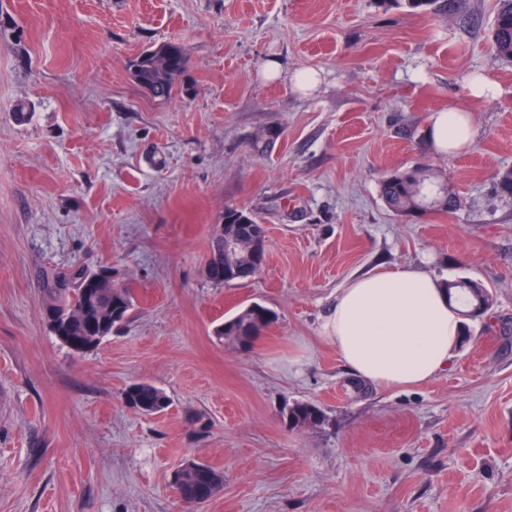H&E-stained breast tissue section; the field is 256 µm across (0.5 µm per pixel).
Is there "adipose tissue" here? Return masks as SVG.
Instances as JSON below:
<instances>
[{
  "instance_id": "ef3b65f1",
  "label": "adipose tissue",
  "mask_w": 512,
  "mask_h": 512,
  "mask_svg": "<svg viewBox=\"0 0 512 512\" xmlns=\"http://www.w3.org/2000/svg\"><path fill=\"white\" fill-rule=\"evenodd\" d=\"M424 134L437 150L457 155L474 142L472 115L463 105L432 113ZM322 333L356 376L412 387L447 368L462 339L463 317L434 276L400 268L340 288Z\"/></svg>"
}]
</instances>
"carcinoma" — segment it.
<instances>
[{
	"label": "carcinoma",
	"instance_id": "cac0c4a2",
	"mask_svg": "<svg viewBox=\"0 0 512 512\" xmlns=\"http://www.w3.org/2000/svg\"><path fill=\"white\" fill-rule=\"evenodd\" d=\"M407 6L419 13H436L448 6V0H406ZM494 56L512 61V0H498V8L491 27ZM183 56L180 46L167 42L143 52L132 61L130 74L154 97L165 100L170 97L176 78L184 66L171 62V57ZM444 175L424 166L397 169L381 180V195L386 205L398 216H414L427 212L448 213L461 205L460 197L445 191ZM258 223L256 217L243 209L228 207L224 210V234L214 233L205 264L207 278L216 285L240 280L243 270L253 265L252 253L244 248L230 255L224 250L225 238L235 236L247 240L250 225ZM88 271L76 269L70 273H44L41 278L43 312L53 311L62 318H69L68 337H59L65 346L74 343L81 346L83 354L97 348L112 335V331L131 318L133 297L128 288H114L110 293L87 292L80 288ZM445 288L456 294L465 310L463 315L472 319L484 315L491 308L492 295L483 285L464 279L446 281ZM267 317L268 323L276 320L271 309L254 303L240 309L234 316L219 325L214 333L222 338L233 336L242 348H249L262 334L255 326L259 316ZM168 395L150 383H136L124 392V402L136 409L140 405L155 403ZM291 428L320 426L326 421L322 409L309 402H296L286 412ZM209 476L222 485L223 473L202 464L201 469H185L172 487L180 492L188 504H193L195 487Z\"/></svg>",
	"mask_w": 512,
	"mask_h": 512
}]
</instances>
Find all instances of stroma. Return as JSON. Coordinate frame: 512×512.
Returning <instances> with one entry per match:
<instances>
[{
  "instance_id": "stroma-1",
  "label": "stroma",
  "mask_w": 512,
  "mask_h": 512,
  "mask_svg": "<svg viewBox=\"0 0 512 512\" xmlns=\"http://www.w3.org/2000/svg\"><path fill=\"white\" fill-rule=\"evenodd\" d=\"M495 9L0 0V512H182L171 481L190 460L224 474L200 512H512V62L492 52ZM164 42L187 64L161 101L129 66ZM483 70L501 92L470 104L474 145L440 153L429 114ZM417 165L447 177L454 213L387 207L382 177ZM230 206L265 225L266 264L217 286L205 261ZM103 265L133 317L77 355L43 322L40 277ZM403 267L476 280L493 305L431 381L358 383L321 325L346 282ZM252 302L277 315L252 348L215 336ZM140 382L164 412L126 405ZM296 402L326 422L290 428ZM160 399L167 400L166 408H168L170 404L168 395L157 386L145 382L136 383L124 392V402L134 409H138L139 405L156 403Z\"/></svg>"
}]
</instances>
